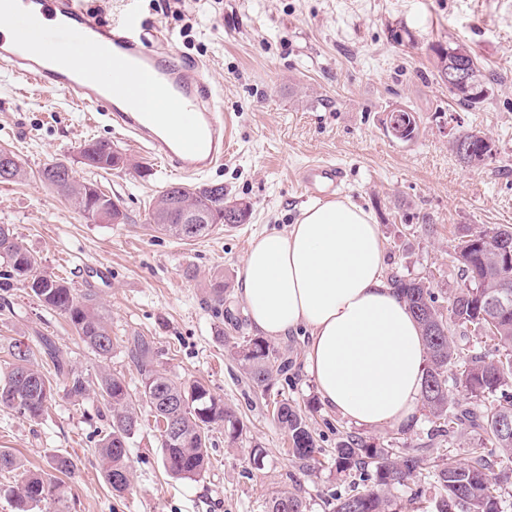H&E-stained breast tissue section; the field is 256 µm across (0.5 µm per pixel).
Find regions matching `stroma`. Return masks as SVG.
I'll list each match as a JSON object with an SVG mask.
<instances>
[{"instance_id":"obj_1","label":"stroma","mask_w":512,"mask_h":512,"mask_svg":"<svg viewBox=\"0 0 512 512\" xmlns=\"http://www.w3.org/2000/svg\"><path fill=\"white\" fill-rule=\"evenodd\" d=\"M128 0L127 9L157 20L171 46L224 103L232 147L220 169L204 175L224 187L227 199L249 203L243 224L181 241L156 232L148 214L167 180L125 141L107 116L76 108L50 91L22 93L0 73V146L11 149L25 171L0 185V224L14 233L43 270L63 278L76 297L91 298L112 334V357L102 361L79 340L68 320L15 286L0 309V376L7 349L19 339L37 346L51 337L68 367L97 379L109 372L130 388L140 372L128 353L131 337L152 341L161 372L204 382L243 423L236 443L223 426L211 431L210 465L201 479L176 480L162 465L159 433L150 414L131 440L133 491L114 497L98 460L97 441L109 416L97 392L80 403L55 394L47 415L30 421L0 410V448L21 467L48 469L53 456L72 457L76 468L56 474L62 497H49L33 512H268L272 495L297 490L307 512H329L328 500L349 493L358 472L336 471L334 450L347 437L418 456L419 480L395 486L397 512H434L431 465L445 454L466 461L479 442L472 429L438 435L428 416L410 429L359 427L319 405L311 420L322 448L310 466L288 452V441L271 419L270 401L283 396L304 405L319 394L304 370L307 339L291 333L274 340L288 352L287 375L269 391L246 378L233 358L231 337H251L237 278L251 241L294 223L309 198L296 177L319 160L345 172L343 195L371 212L379 224L387 271L428 276L435 290L460 285L454 261L461 225H512V0ZM190 37H183L185 24ZM464 44L490 79L487 99L461 109L432 72V46ZM413 112L417 137L398 141L385 130L395 107ZM464 131L484 132L493 155L469 167L449 142ZM106 140L133 159L131 167L94 170L79 148ZM64 161L77 179L96 182L118 199L127 221L97 224L78 214L41 181L46 163ZM146 173H138V166ZM194 277H186V270ZM226 283L224 315L215 317L207 288ZM265 452L253 469V447Z\"/></svg>"}]
</instances>
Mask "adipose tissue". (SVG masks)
<instances>
[{"label": "adipose tissue", "mask_w": 512, "mask_h": 512, "mask_svg": "<svg viewBox=\"0 0 512 512\" xmlns=\"http://www.w3.org/2000/svg\"><path fill=\"white\" fill-rule=\"evenodd\" d=\"M385 266L371 213L336 197L256 238L237 289L262 336L307 332L306 371L329 407L361 427L407 429L419 416L426 349Z\"/></svg>", "instance_id": "obj_1"}]
</instances>
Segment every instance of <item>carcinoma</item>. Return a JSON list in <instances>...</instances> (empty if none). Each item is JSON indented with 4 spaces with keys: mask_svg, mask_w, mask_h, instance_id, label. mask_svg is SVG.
I'll list each match as a JSON object with an SVG mask.
<instances>
[{
    "mask_svg": "<svg viewBox=\"0 0 512 512\" xmlns=\"http://www.w3.org/2000/svg\"><path fill=\"white\" fill-rule=\"evenodd\" d=\"M434 76L441 77L448 64L467 60L472 64L473 87L466 91L453 86L448 91L457 105L472 109L480 104L489 90V78L481 70L472 49L464 44L453 47H432ZM80 154L97 162L112 157V168L131 166L140 168L112 150L108 141L85 143ZM66 168L62 161L45 164L41 179L54 187L84 217L105 205L108 215L125 220L118 202L100 195L90 187L76 192L57 179L59 170ZM165 189L155 201L149 223L165 234L179 240L208 235L220 225L230 222L244 224L249 217V206L239 209L232 221H226L224 198L211 193L206 186H187L175 199ZM206 211L209 221L201 230L188 236L182 232V208ZM454 246L455 261L461 286L447 299L426 285L422 279L408 278L397 272L390 274L397 288L421 326L427 348V363L422 389V406L443 434L455 428L469 426L480 431V447L471 449V457L460 463L451 456L443 457L434 465L435 488L440 499L437 512H452L455 507L465 512H501L502 490L512 487V435L499 428L500 419L512 417V301L508 306L492 311L488 298L504 279L512 281V264L497 252L499 242L512 241V226H463ZM16 284L29 289L40 303L53 309L71 323L79 339L100 359L112 356V336L105 318L93 307L79 300L73 289L62 279L40 270L37 258L11 232L9 225L0 224V289ZM208 297L214 303L216 316L224 306V278L210 282ZM483 333L495 342V353L473 346H460L455 337L468 330ZM43 356L51 360L55 375L62 380L64 395L76 402L89 390V380L81 373L65 366L58 359V348L48 336L40 338ZM10 370L0 379V407L36 421L42 418L54 397L56 385L39 368L34 351L23 341L10 344ZM129 354L139 366L141 384L138 395H133L125 380L104 372L97 380V389L111 414L109 430L99 439L98 452L103 475L112 494L123 496L132 490V464L129 456L130 440L139 431V406L145 404L156 424L173 419L178 431L174 435L161 430L163 464L167 473L176 479L197 480L208 468L210 428L226 424L230 441H235L242 430L240 420L224 404V400L199 381L182 382L157 370L152 342L135 336L130 342ZM234 358L242 371L259 387L267 388L275 375L288 371V360L280 359L277 351L261 337H252L234 346ZM465 359L464 369L448 375V368L456 360ZM461 388L470 399V406L456 412L450 407V394ZM272 417L290 444L292 457L306 463L321 453L314 437L307 412L286 399L274 400ZM499 451L506 465L496 471L489 455ZM336 471L348 474L357 470L366 485L354 494L337 496L331 512H394L388 496L390 488L403 485L421 475L419 458L399 455L392 448L378 447L362 438L348 437L335 449ZM54 488L52 475L30 473L15 493L16 508L26 507L47 499ZM269 512H307L306 504L294 491L282 489L269 501Z\"/></svg>",
    "mask_w": 512,
    "mask_h": 512,
    "instance_id": "cac0c4a2",
    "label": "carcinoma"
}]
</instances>
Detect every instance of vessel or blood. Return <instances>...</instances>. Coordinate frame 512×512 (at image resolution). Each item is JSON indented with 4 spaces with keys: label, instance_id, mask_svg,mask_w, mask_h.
<instances>
[{
    "label": "vessel or blood",
    "instance_id": "obj_1",
    "mask_svg": "<svg viewBox=\"0 0 512 512\" xmlns=\"http://www.w3.org/2000/svg\"><path fill=\"white\" fill-rule=\"evenodd\" d=\"M0 18L79 33L94 49L79 66L58 55L31 49L0 35V68L41 89H50L101 110L153 159L157 170L184 178L210 172L224 163L229 146L223 108L195 66L180 61L175 50L159 51L167 37L158 24L144 23L130 11L100 23L80 0H0ZM108 66L110 80L99 77ZM344 171L330 162L302 167L304 194L340 187Z\"/></svg>",
    "mask_w": 512,
    "mask_h": 512
}]
</instances>
